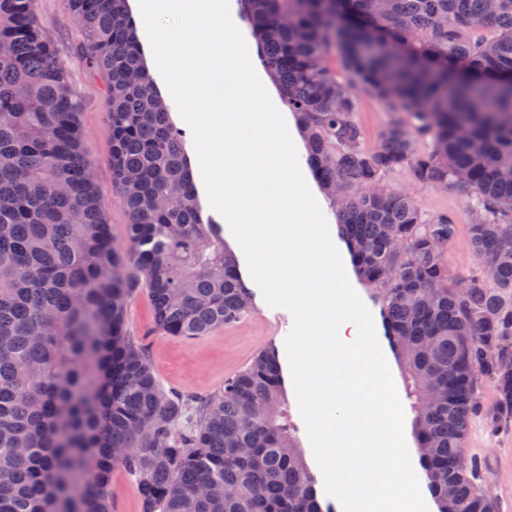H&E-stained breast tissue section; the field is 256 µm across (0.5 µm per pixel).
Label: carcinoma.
I'll return each mask as SVG.
<instances>
[{"label": "carcinoma", "instance_id": "1", "mask_svg": "<svg viewBox=\"0 0 512 512\" xmlns=\"http://www.w3.org/2000/svg\"><path fill=\"white\" fill-rule=\"evenodd\" d=\"M38 4L0 0V512H112L117 465L142 512H333L299 447L276 349L197 397L164 390L128 336L129 264L168 336L238 321L252 288L203 218L127 0H65L107 82L129 247L112 242ZM244 5L356 273L378 294L437 512H495L465 442L479 378L495 387L493 412L512 413V0ZM335 49L342 75L327 65ZM359 86L396 113L371 148ZM405 168L470 203V274L448 261L458 216L384 184Z\"/></svg>", "mask_w": 512, "mask_h": 512}]
</instances>
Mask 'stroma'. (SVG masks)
I'll return each mask as SVG.
<instances>
[{
  "label": "stroma",
  "mask_w": 512,
  "mask_h": 512,
  "mask_svg": "<svg viewBox=\"0 0 512 512\" xmlns=\"http://www.w3.org/2000/svg\"><path fill=\"white\" fill-rule=\"evenodd\" d=\"M40 10L45 31L59 50L80 103L83 150L93 165L112 240L118 247L127 248L128 217L112 186L105 78L87 64L79 47L78 23L62 0H40ZM386 182L392 188L412 192L425 211L461 215L467 210L460 195L422 186L411 170L392 172ZM292 325L288 310L268 305L260 294L255 295L249 312L238 322L192 340L156 330L146 288H136L126 308L127 331L139 342L160 385L168 391L201 397L222 390L225 379L248 365L261 350L270 346L285 349ZM477 394L483 411L473 422L466 446L479 459L483 485L495 498L497 512H512V418L503 420L499 430H492L487 411L495 402V388L483 379L478 383Z\"/></svg>",
  "instance_id": "stroma-1"
}]
</instances>
